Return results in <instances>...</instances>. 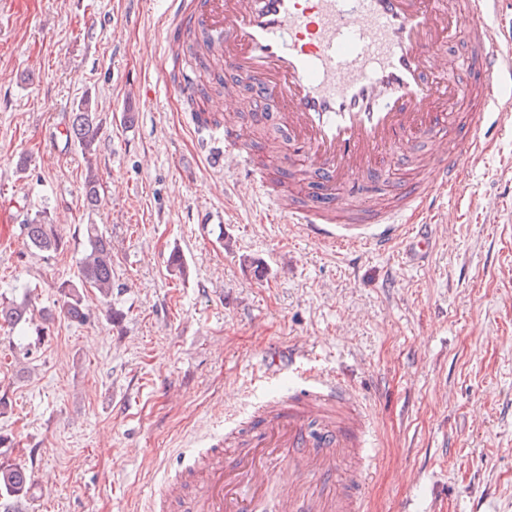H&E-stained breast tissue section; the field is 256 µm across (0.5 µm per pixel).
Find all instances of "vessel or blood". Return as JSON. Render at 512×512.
I'll return each instance as SVG.
<instances>
[{
  "mask_svg": "<svg viewBox=\"0 0 512 512\" xmlns=\"http://www.w3.org/2000/svg\"><path fill=\"white\" fill-rule=\"evenodd\" d=\"M165 23L177 85L193 90L194 69L176 51L193 42L221 69L246 82L256 99L280 97L279 122L302 157L305 179L320 190L265 183L272 210L305 237L332 245L373 244L387 250L407 240L411 256L433 248L427 219L442 207L465 165L480 155L489 111L499 128H512V97L499 98L493 77L512 76V49L498 45L499 0H168ZM466 31L468 49L451 59L439 46ZM473 71L480 82L449 84V72ZM461 121L445 139L429 177L402 181L395 197L368 200L359 175L380 148L410 144ZM207 161L239 179L240 206L250 187L265 182L247 134L209 124ZM268 371L285 394L266 399L240 428L242 443H216L186 472L185 485L168 486L157 512H370L364 485L373 458L369 424L352 387L336 374L287 376L277 353ZM306 473L310 487L279 474Z\"/></svg>",
  "mask_w": 512,
  "mask_h": 512,
  "instance_id": "b4317fda",
  "label": "vessel or blood"
}]
</instances>
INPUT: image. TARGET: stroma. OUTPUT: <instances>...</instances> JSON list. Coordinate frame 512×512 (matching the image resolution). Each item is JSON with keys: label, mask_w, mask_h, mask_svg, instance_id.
<instances>
[{"label": "stroma", "mask_w": 512, "mask_h": 512, "mask_svg": "<svg viewBox=\"0 0 512 512\" xmlns=\"http://www.w3.org/2000/svg\"><path fill=\"white\" fill-rule=\"evenodd\" d=\"M165 0H0V295L31 288L56 310L75 279L84 228L112 242L111 301L86 292L78 324L57 314L31 358L0 327L1 451L42 492L20 512H145L173 480L176 452L200 457L258 408L271 386L267 354L305 339L297 373L326 369L361 393L377 454L373 512H512V131L447 195L449 223L431 225L416 262L340 250L241 209L190 128L178 88L144 86L161 54ZM211 107L253 126L269 169L287 136L254 125L241 90ZM91 98L102 124L96 207L82 193L85 160L50 132L62 109ZM26 171H18L19 155ZM42 210L68 242L36 252L23 233ZM215 221L200 224L198 211ZM180 253L182 269L169 258Z\"/></svg>", "instance_id": "obj_1"}]
</instances>
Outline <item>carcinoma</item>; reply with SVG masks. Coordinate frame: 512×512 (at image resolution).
Segmentation results:
<instances>
[{
    "mask_svg": "<svg viewBox=\"0 0 512 512\" xmlns=\"http://www.w3.org/2000/svg\"><path fill=\"white\" fill-rule=\"evenodd\" d=\"M69 137L73 138L84 158L86 170L83 178V192L87 204L98 201L99 177L92 163L100 140V127L96 120L91 99L78 102L72 113ZM38 211L24 225L26 238L31 248L38 252H58L65 248L66 241L53 225L41 219ZM86 249L80 262L76 280H67L60 285L61 310L73 322L86 320L83 308L84 292L91 289L105 300L112 299V242L97 225L85 227ZM33 323L30 309V291L23 289L22 296L4 304L0 302V324L11 328H22ZM30 493V483L21 467L14 463L0 462V502L21 500Z\"/></svg>",
    "mask_w": 512,
    "mask_h": 512,
    "instance_id": "carcinoma-1",
    "label": "carcinoma"
}]
</instances>
